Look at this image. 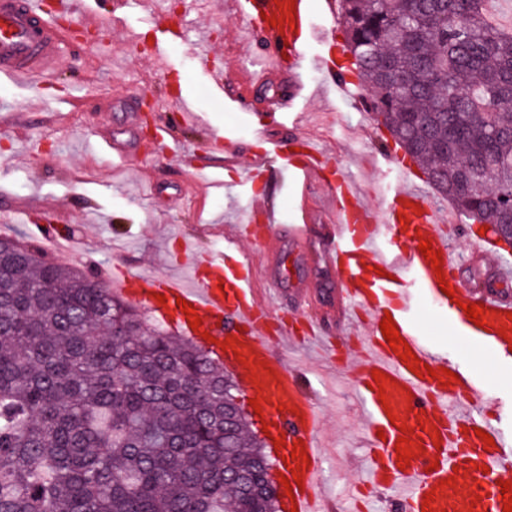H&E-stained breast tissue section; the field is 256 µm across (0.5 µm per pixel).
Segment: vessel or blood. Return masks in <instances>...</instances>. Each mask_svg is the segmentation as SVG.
<instances>
[{
  "instance_id": "obj_1",
  "label": "vessel or blood",
  "mask_w": 512,
  "mask_h": 512,
  "mask_svg": "<svg viewBox=\"0 0 512 512\" xmlns=\"http://www.w3.org/2000/svg\"><path fill=\"white\" fill-rule=\"evenodd\" d=\"M250 39L264 38L263 59L272 61L277 73L296 76L309 43L315 37L310 0H238ZM60 36L46 17L41 0H0V75L27 79L51 69ZM313 65L340 90H349L351 79L341 78L335 61L315 57ZM210 85L228 91L237 108H244L254 90L264 87L268 76L260 73L244 83H231L224 71L207 72ZM384 159L396 170L399 183L381 193L378 208H371L350 179L331 189L328 202L336 218L319 229L308 224H281L264 241L269 254L282 245L300 247L312 233L325 243V256L342 282L340 300L344 319L359 310L369 318L362 325L370 338L357 365L355 377L368 407V475L370 483L387 493L403 512H503L502 482L512 479V441L493 418L470 416L476 386L451 359L435 353L424 337L415 312L414 293H422L447 310L448 321L463 327L464 335L501 355L512 354V299L486 290L469 296L464 280L452 269L450 236L458 226L455 215L443 213L428 193L411 180L392 152ZM322 151L305 145L290 166L301 183L315 180L322 168ZM237 231H225L224 250L210 254L207 281L188 286L173 278L143 282L122 278V293L152 312L174 318L190 331L182 302L192 304L201 319L200 332L214 337L213 351L238 372L253 397L258 398L272 437L282 439L281 454L290 457L295 443H302L309 460L301 464L303 487L285 505L297 512H327L321 494L322 466L316 435L320 414L300 374L274 358L267 333L265 298L251 286L248 257L236 246ZM431 241L441 254L440 267L421 255V240ZM412 278L415 287L403 286ZM166 303H159L158 295ZM482 308L486 326L470 321L459 298ZM392 317L402 341L407 342L420 365L429 373L417 375L385 340L380 328ZM384 382H375L374 373ZM455 380H447V373ZM408 437L412 456L399 466L396 442ZM493 446H486L485 437Z\"/></svg>"
}]
</instances>
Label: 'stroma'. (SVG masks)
<instances>
[{"label": "stroma", "mask_w": 512, "mask_h": 512, "mask_svg": "<svg viewBox=\"0 0 512 512\" xmlns=\"http://www.w3.org/2000/svg\"><path fill=\"white\" fill-rule=\"evenodd\" d=\"M178 14L176 29L184 37L170 41L158 13ZM101 28L86 40L66 35L51 72L39 73L21 85L0 77V235L34 243L42 224L66 234L79 245L73 266L103 273H133L147 278L184 277L192 256L224 248V227L247 224L256 240L241 242L251 259H260V238L267 230L255 208L267 194L277 200L276 220L298 221L302 196L323 205L329 181L346 174L370 203L377 190L393 184L382 170L381 154L393 140L373 113L344 100L310 59L323 54L346 64L338 21L314 13L313 24H328L325 40L310 42L309 60L298 73L305 97L301 112L321 114L318 122L274 126L279 141L303 137L324 141L329 153L325 177L298 188L282 169H269L253 178L224 165V147L210 142L213 134L233 127L242 158L263 152L239 114L224 105L206 72L227 70L233 81L253 70L252 59L238 53L244 22L226 0H124L114 13L102 16ZM209 38L207 60L196 55L197 44ZM166 47L167 67L152 60L149 51ZM187 103L200 117L198 126L169 128L166 155L155 152V137L147 126H160L165 115ZM346 123L350 139L336 133ZM120 135L125 156L103 149L101 140ZM453 237L452 259L467 284L493 277V254L474 262L468 234ZM337 277L327 270L318 242L301 249L284 248L268 274H257L255 288L265 291L272 325L302 327L307 316L323 318L332 336V362L324 376H313L310 394L321 415L319 435L323 481L331 512L347 506L352 486H362L366 512H388L385 496L365 487V405L355 387L334 374L336 362L356 353L364 337L339 321ZM423 332L433 348L455 360L477 381L479 396L501 402L502 426L512 437V359L499 358L458 335L442 310L427 299L418 301Z\"/></svg>", "instance_id": "1"}]
</instances>
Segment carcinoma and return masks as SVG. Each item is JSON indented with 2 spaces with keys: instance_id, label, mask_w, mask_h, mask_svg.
Wrapping results in <instances>:
<instances>
[{
  "instance_id": "obj_1",
  "label": "carcinoma",
  "mask_w": 512,
  "mask_h": 512,
  "mask_svg": "<svg viewBox=\"0 0 512 512\" xmlns=\"http://www.w3.org/2000/svg\"><path fill=\"white\" fill-rule=\"evenodd\" d=\"M370 111L512 247V26L487 0H338ZM209 352L91 273L0 237V512H277Z\"/></svg>"
}]
</instances>
